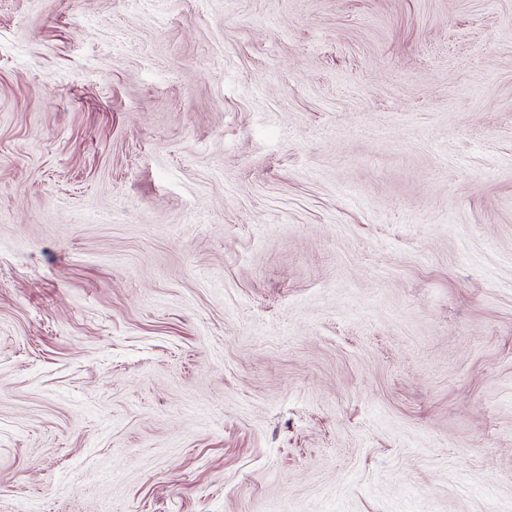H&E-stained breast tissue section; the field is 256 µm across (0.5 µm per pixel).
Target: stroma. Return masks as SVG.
<instances>
[{
	"label": "stroma",
	"instance_id": "35a3bbf8",
	"mask_svg": "<svg viewBox=\"0 0 512 512\" xmlns=\"http://www.w3.org/2000/svg\"><path fill=\"white\" fill-rule=\"evenodd\" d=\"M512 512V0H0V512Z\"/></svg>",
	"mask_w": 512,
	"mask_h": 512
}]
</instances>
